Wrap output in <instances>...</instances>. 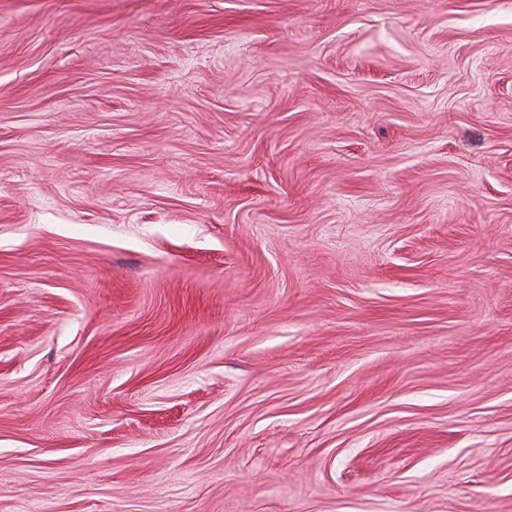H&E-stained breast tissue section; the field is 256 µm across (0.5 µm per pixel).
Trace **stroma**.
Masks as SVG:
<instances>
[{"mask_svg": "<svg viewBox=\"0 0 512 512\" xmlns=\"http://www.w3.org/2000/svg\"><path fill=\"white\" fill-rule=\"evenodd\" d=\"M0 512H512V0H0Z\"/></svg>", "mask_w": 512, "mask_h": 512, "instance_id": "obj_1", "label": "stroma"}]
</instances>
